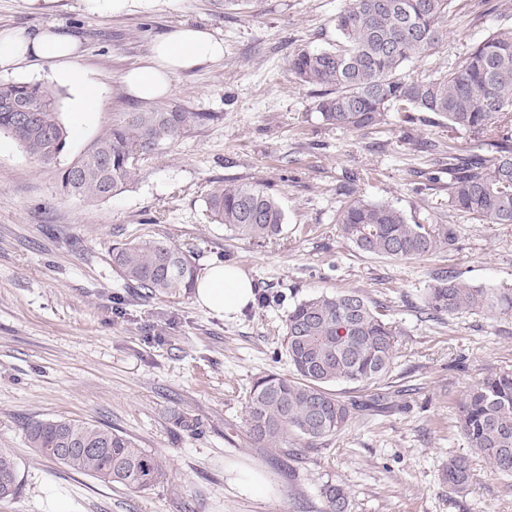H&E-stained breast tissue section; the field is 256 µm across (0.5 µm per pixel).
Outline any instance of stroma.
<instances>
[{
  "mask_svg": "<svg viewBox=\"0 0 512 512\" xmlns=\"http://www.w3.org/2000/svg\"><path fill=\"white\" fill-rule=\"evenodd\" d=\"M345 0H146L122 15L89 13L84 0H57L52 13L0 0V31L47 22L78 36L81 65L103 98L101 111L70 112L71 93L51 62L0 81L41 84L56 95L70 134L55 163L31 158L0 134V448L16 460L20 487L0 512H324V484L348 487L352 512H512V478L474 457L469 487L442 477L465 452L457 429L464 388L512 372V311L430 317L425 290L448 270L476 286L512 288V224H474L448 206V133L437 123L362 132L323 125L319 87L301 83L288 60L328 49ZM474 26L467 11L432 55L405 65L413 77L448 63L498 29L512 31V0H488ZM206 27L224 59L181 73L164 107L214 118L135 160L134 180L105 201L67 195L59 172L122 113L144 110L124 74L154 40L176 27ZM268 187L285 215L279 236L240 239L211 223L215 182ZM350 183L356 198L390 203L408 222L454 224L455 244L417 260L367 256L336 224ZM161 240L192 255L199 270L242 268L266 305L227 319L194 294L132 295L112 269V245ZM361 290L389 306L399 347L388 411L356 419L331 439L287 451L260 448L245 426L254 379L288 370L289 309L321 292ZM66 418L102 423L164 457L170 476L146 491L77 474L29 448L26 424ZM191 428H184V421Z\"/></svg>",
  "mask_w": 512,
  "mask_h": 512,
  "instance_id": "stroma-1",
  "label": "stroma"
}]
</instances>
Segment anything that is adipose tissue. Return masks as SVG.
Here are the masks:
<instances>
[{
	"label": "adipose tissue",
	"instance_id": "ef3b65f1",
	"mask_svg": "<svg viewBox=\"0 0 512 512\" xmlns=\"http://www.w3.org/2000/svg\"><path fill=\"white\" fill-rule=\"evenodd\" d=\"M81 44L49 22L37 32L0 33V69L21 70L40 61L53 62L56 78L68 86L71 110L77 114L99 111L103 100L80 64ZM224 40L212 31L182 26L156 39L148 58L123 77L129 92L143 101L171 94L182 72L222 61ZM198 303L218 315L241 314L254 301L252 279L237 266L216 263L197 280Z\"/></svg>",
	"mask_w": 512,
	"mask_h": 512
}]
</instances>
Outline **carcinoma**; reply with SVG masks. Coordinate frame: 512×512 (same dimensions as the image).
I'll return each mask as SVG.
<instances>
[{"instance_id":"1","label":"carcinoma","mask_w":512,"mask_h":512,"mask_svg":"<svg viewBox=\"0 0 512 512\" xmlns=\"http://www.w3.org/2000/svg\"><path fill=\"white\" fill-rule=\"evenodd\" d=\"M462 0H347L335 18L342 41L321 51L301 50L289 61L303 83L323 88L316 105L322 122L349 131L387 123L399 112L412 123L429 113L448 129V206L479 224H512V32H491L459 55L448 70L422 77L403 75L448 38V17ZM37 105L28 124L0 109L6 132L42 164L56 161L67 130L53 95L40 84L0 82V105ZM211 112L151 109L125 112L77 160L60 171L70 196L104 201L132 179L134 161L165 141L212 120ZM212 222L241 239L282 233L285 216L260 184H216L205 200ZM341 236L365 255L413 260L452 246L454 224H411L389 203L347 200L336 213ZM112 267L134 288L150 294H188L197 266L181 249L142 239L112 246ZM430 314L512 311L511 288H481L456 275L434 278L425 296ZM387 305L361 291L321 293L295 304L286 319L288 373L257 377L249 392L245 424L260 448L277 449L292 436L311 448L341 433L372 406L342 398L330 386L368 390L389 378L399 332ZM458 431L490 469L512 476V372L491 373L465 387L458 402ZM29 447L70 470L107 484L144 491L168 478L166 460L129 436L93 422L45 418L28 423ZM448 487L472 479L467 455L448 458ZM19 487L14 458L0 450V499ZM325 512H351L344 485L322 488Z\"/></svg>"}]
</instances>
